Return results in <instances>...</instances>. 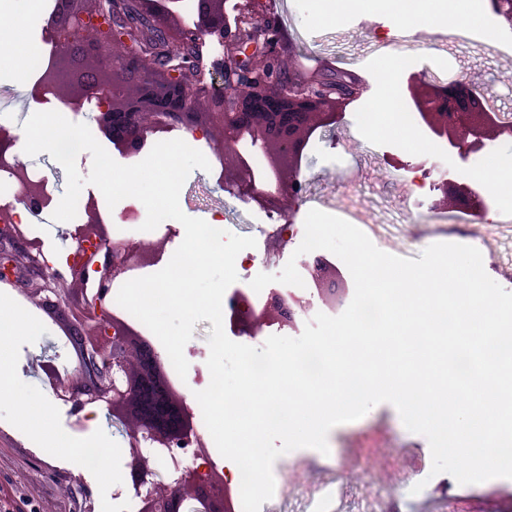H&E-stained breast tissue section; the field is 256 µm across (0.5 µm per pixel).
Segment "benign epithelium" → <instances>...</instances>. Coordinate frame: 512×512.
<instances>
[{"label": "benign epithelium", "instance_id": "obj_1", "mask_svg": "<svg viewBox=\"0 0 512 512\" xmlns=\"http://www.w3.org/2000/svg\"><path fill=\"white\" fill-rule=\"evenodd\" d=\"M252 2L196 0L195 18L186 23L174 10L176 0H137L130 15L119 8L122 0L110 11L105 0L91 7L88 0H54L49 26L59 56L38 78L32 99L53 97L75 110L95 103L92 121L126 157L160 133L179 129L202 137L220 159L225 191L291 210L303 198L300 171L311 138L336 123L337 109L359 97L360 84L339 68L301 75L278 16L254 13ZM207 42L222 54L197 65L192 54ZM408 92L419 122L450 154L466 159L487 140L512 139V120L502 116L497 97L463 75L443 81L414 74ZM243 141L268 157L275 190L256 182L237 150ZM13 142L0 125V172L17 181L18 203L37 213L52 201L47 182L29 177L26 163L10 152ZM437 189L441 210L485 211L473 189L449 179ZM85 214L70 234L74 254L64 273L49 271L41 244L26 236L17 215L0 217V286L17 289L60 325L74 372L64 378L52 364L41 368L57 399L72 403L76 423L96 404L127 425L125 492L138 499L140 512H226L224 477L175 452L191 445L193 460H207L192 409L169 389L152 344L108 309L114 279L155 259L158 248L112 241L90 201ZM305 269L321 303L345 304L346 287L336 288L335 268L324 256H310ZM307 308L296 294L272 288L260 309L244 300L229 313L238 333L255 339L272 322L296 324ZM157 456L172 466L164 479L154 466Z\"/></svg>", "mask_w": 512, "mask_h": 512}]
</instances>
